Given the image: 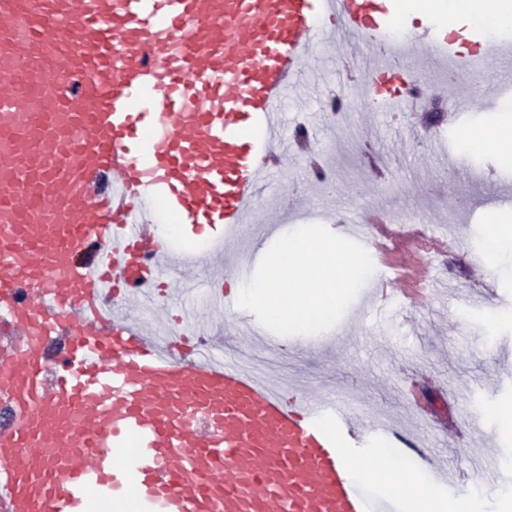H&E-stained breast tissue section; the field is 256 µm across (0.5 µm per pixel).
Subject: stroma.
<instances>
[{
  "label": "stroma",
  "instance_id": "obj_1",
  "mask_svg": "<svg viewBox=\"0 0 512 512\" xmlns=\"http://www.w3.org/2000/svg\"><path fill=\"white\" fill-rule=\"evenodd\" d=\"M417 79L440 98L445 115L429 123L427 113L373 112L355 79L338 78L326 67L312 75L323 96L345 91L346 119L332 122L320 98L306 93L288 101L285 121L304 115L314 139L310 150L291 145L274 186L291 192L288 218L280 227L339 223L372 209L397 222L422 220L425 235L415 255L401 256L417 268L423 292L407 305V320L392 323L353 300L347 316L353 324L344 334L327 329L315 335H285L267 348L256 335L243 347L275 381H292L316 394L334 396L364 418L386 416L421 436L451 469L477 478L488 470L499 476L497 488L477 493L480 512H500V491L512 489V430L503 431L495 408L511 405L512 388L497 392L489 409L473 412L470 396L477 387H493L512 369V250L498 253L490 274L497 293L481 306L468 307L471 281L480 271L492 225L512 227V205L498 201L512 188V157L497 150L474 153L461 128L448 125L447 113H469V128H512V61L489 58L487 71L502 90L486 101L484 81L466 79L451 87L435 78L433 65L420 53L408 58ZM331 168L336 191L321 192L309 179L314 165ZM416 360L426 373L416 395L428 413L419 421L404 401L400 385L404 367ZM456 422L458 433L442 429Z\"/></svg>",
  "mask_w": 512,
  "mask_h": 512
}]
</instances>
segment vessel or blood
I'll list each match as a JSON object with an SVG mask.
<instances>
[{
    "label": "vessel or blood",
    "instance_id": "vessel-or-blood-1",
    "mask_svg": "<svg viewBox=\"0 0 512 512\" xmlns=\"http://www.w3.org/2000/svg\"><path fill=\"white\" fill-rule=\"evenodd\" d=\"M366 44L378 107L416 103L414 48L480 74L512 39L407 24L391 0H0V512H402L352 460L411 435L193 345L197 274L239 275L315 49ZM177 212L196 250L163 236ZM165 209V210H166Z\"/></svg>",
    "mask_w": 512,
    "mask_h": 512
}]
</instances>
